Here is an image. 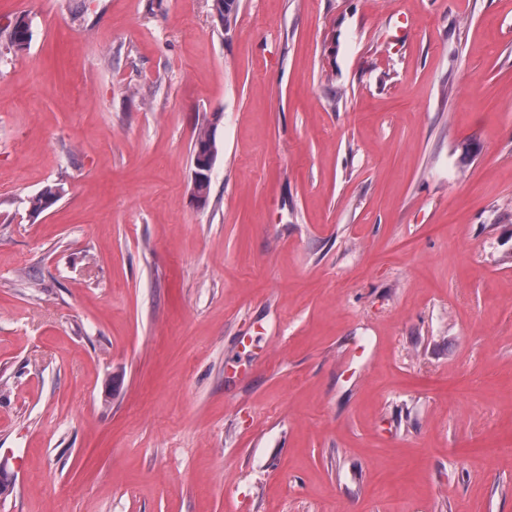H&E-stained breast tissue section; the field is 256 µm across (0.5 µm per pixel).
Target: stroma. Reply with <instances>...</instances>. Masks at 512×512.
Masks as SVG:
<instances>
[{"label":"stroma","mask_w":512,"mask_h":512,"mask_svg":"<svg viewBox=\"0 0 512 512\" xmlns=\"http://www.w3.org/2000/svg\"><path fill=\"white\" fill-rule=\"evenodd\" d=\"M21 15L0 512H512V0ZM216 128L217 125H212L211 120H208L207 118L199 125V127H197V134L191 144L192 162L194 154L199 146L213 147L214 157L216 158L219 152L216 140ZM192 165L195 167V171L193 172V181L205 183L208 180L213 167V160L209 156V153L202 155L200 152L195 157ZM66 192L64 183L46 185L38 194L28 200L29 211L33 215H39L44 210L54 205Z\"/></svg>","instance_id":"obj_1"}]
</instances>
